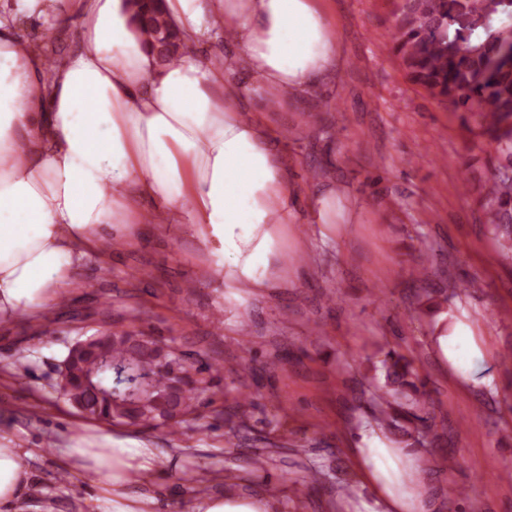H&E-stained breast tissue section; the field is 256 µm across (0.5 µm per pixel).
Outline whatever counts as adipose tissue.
<instances>
[{
  "mask_svg": "<svg viewBox=\"0 0 512 512\" xmlns=\"http://www.w3.org/2000/svg\"><path fill=\"white\" fill-rule=\"evenodd\" d=\"M185 53L158 65L127 23L123 0L0 4V321L33 313L70 287L74 267L107 238L155 219L190 222L221 256L228 297L288 285L281 240L290 222L288 162L253 98L271 106L311 95L339 69L341 42L322 0H165ZM77 24L79 45L48 56L22 43L17 15ZM151 200L145 209L143 200ZM461 381L480 385L474 336L441 342ZM382 512H413L399 480L402 451L382 437L352 449ZM70 471L101 474L107 512H156L131 480L156 467L145 444L98 434L69 452ZM27 455L0 430V512L30 488ZM193 512H274L264 493H203Z\"/></svg>",
  "mask_w": 512,
  "mask_h": 512,
  "instance_id": "ef3b65f1",
  "label": "adipose tissue"
}]
</instances>
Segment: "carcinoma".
<instances>
[{
  "label": "carcinoma",
  "instance_id": "obj_1",
  "mask_svg": "<svg viewBox=\"0 0 512 512\" xmlns=\"http://www.w3.org/2000/svg\"><path fill=\"white\" fill-rule=\"evenodd\" d=\"M129 24L164 65L181 54L179 30L163 0H126ZM394 50L413 82L474 117L477 136L493 147L490 178L480 207L505 254L512 253V0H399ZM55 392L83 418L135 430L181 434L206 418L221 390L224 367L202 353L188 360L180 348L136 327L103 329L72 342L59 361ZM384 382L372 393L373 422L401 448H428L440 439L425 381L404 355L381 360ZM256 400L240 392L224 408L234 431ZM192 491L209 482L186 472Z\"/></svg>",
  "mask_w": 512,
  "mask_h": 512
}]
</instances>
